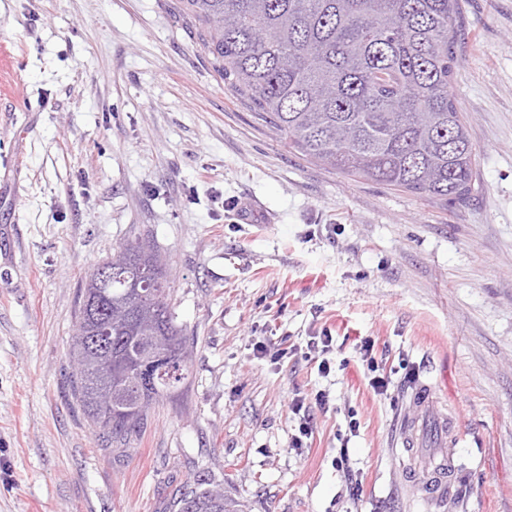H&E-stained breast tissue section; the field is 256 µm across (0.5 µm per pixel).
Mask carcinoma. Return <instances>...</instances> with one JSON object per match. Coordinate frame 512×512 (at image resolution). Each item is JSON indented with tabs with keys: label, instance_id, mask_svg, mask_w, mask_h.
<instances>
[{
	"label": "carcinoma",
	"instance_id": "cac0c4a2",
	"mask_svg": "<svg viewBox=\"0 0 512 512\" xmlns=\"http://www.w3.org/2000/svg\"><path fill=\"white\" fill-rule=\"evenodd\" d=\"M207 27L205 46L224 83L247 97L278 138L306 159L420 198L463 202L477 153L451 94L460 0H186ZM101 308L93 333L72 336L81 362L70 380L90 426L111 441L139 434L151 405L178 395L191 355L171 305L157 248L112 249V282L88 275ZM170 353L173 373H148L141 337ZM177 512H241L224 484L197 478Z\"/></svg>",
	"mask_w": 512,
	"mask_h": 512
}]
</instances>
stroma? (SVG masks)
<instances>
[{"label":"stroma","mask_w":512,"mask_h":512,"mask_svg":"<svg viewBox=\"0 0 512 512\" xmlns=\"http://www.w3.org/2000/svg\"><path fill=\"white\" fill-rule=\"evenodd\" d=\"M204 39L182 0H0V512H173L207 475L243 512H512V0H463V206L289 151ZM138 237L168 257L194 366L120 446L71 397L69 344L86 277ZM325 329L326 376L304 352ZM283 337L300 354L254 356ZM435 380L434 414L462 418L442 507L408 478L435 422L419 455L392 446ZM320 390L292 449L288 405Z\"/></svg>","instance_id":"obj_1"}]
</instances>
